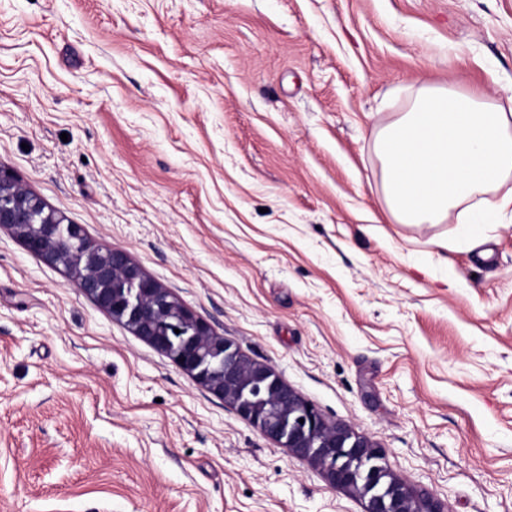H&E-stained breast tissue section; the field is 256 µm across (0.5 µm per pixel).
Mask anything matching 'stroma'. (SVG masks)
Instances as JSON below:
<instances>
[{"label":"stroma","mask_w":512,"mask_h":512,"mask_svg":"<svg viewBox=\"0 0 512 512\" xmlns=\"http://www.w3.org/2000/svg\"><path fill=\"white\" fill-rule=\"evenodd\" d=\"M421 87L503 101L512 0H0V165L446 512H512V212L382 205ZM0 512H364L0 230ZM461 219L460 234L466 238H477L483 229V225L490 224L489 217L483 213L468 214L466 210L459 213Z\"/></svg>","instance_id":"1"}]
</instances>
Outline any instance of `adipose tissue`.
Masks as SVG:
<instances>
[{"instance_id":"1","label":"adipose tissue","mask_w":512,"mask_h":512,"mask_svg":"<svg viewBox=\"0 0 512 512\" xmlns=\"http://www.w3.org/2000/svg\"><path fill=\"white\" fill-rule=\"evenodd\" d=\"M383 203L399 223H445L458 211L460 233L477 238L489 218L462 206L512 175V111L474 94L425 87L375 140Z\"/></svg>"}]
</instances>
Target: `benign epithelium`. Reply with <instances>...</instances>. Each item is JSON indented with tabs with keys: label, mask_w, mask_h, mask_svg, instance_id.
Returning <instances> with one entry per match:
<instances>
[{
	"label": "benign epithelium",
	"mask_w": 512,
	"mask_h": 512,
	"mask_svg": "<svg viewBox=\"0 0 512 512\" xmlns=\"http://www.w3.org/2000/svg\"><path fill=\"white\" fill-rule=\"evenodd\" d=\"M0 228L10 230L30 254L63 268L69 284L230 403L264 436L311 460L333 487L362 498L365 512H445L431 493L414 490L385 467L380 445L327 421L272 368L246 357L126 251L90 242L82 225L67 221L2 165ZM177 329L189 330L190 337L174 343ZM255 385L267 389L269 402L249 397L246 389Z\"/></svg>",
	"instance_id": "7a95c632"
}]
</instances>
